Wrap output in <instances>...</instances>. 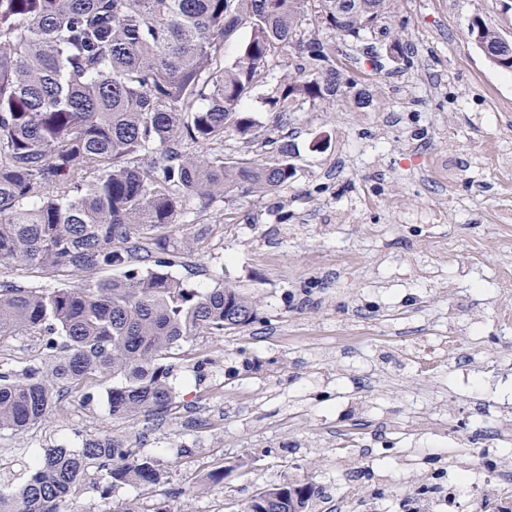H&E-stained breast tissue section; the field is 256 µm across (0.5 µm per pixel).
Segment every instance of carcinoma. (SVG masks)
<instances>
[{"label":"carcinoma","mask_w":512,"mask_h":512,"mask_svg":"<svg viewBox=\"0 0 512 512\" xmlns=\"http://www.w3.org/2000/svg\"><path fill=\"white\" fill-rule=\"evenodd\" d=\"M393 0H0V340L44 339L42 357L0 368V433L46 422L69 393L107 385L112 415L175 419L170 351L257 319L248 293L172 275L199 239L161 230L183 203L273 195L296 168L284 142L262 161L206 147L254 134L248 100L274 68L280 112L336 93V47ZM235 56L227 43L241 30ZM108 495L161 483L154 456L107 436L46 445L0 512H60L89 478ZM316 489L284 482L243 512H308Z\"/></svg>","instance_id":"carcinoma-1"}]
</instances>
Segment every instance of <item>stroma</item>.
<instances>
[{"instance_id":"stroma-1","label":"stroma","mask_w":512,"mask_h":512,"mask_svg":"<svg viewBox=\"0 0 512 512\" xmlns=\"http://www.w3.org/2000/svg\"><path fill=\"white\" fill-rule=\"evenodd\" d=\"M482 17L512 40L506 0H395L376 57L335 44V94L279 116L272 71L248 101L262 139L224 138L225 158L260 159L291 144L294 178L278 195L183 205L167 238H200L190 284L255 296L257 320L173 349L179 418L112 417L104 388L67 395L59 415L0 434V481L20 483L39 448L107 434L152 454L154 489L103 495L87 482L61 512H240L260 488L306 482L311 512H408L432 472L472 466L457 421L478 390L512 398L500 352L496 273L512 250L492 228L512 205V175L487 150L512 153V73L467 35ZM398 39L410 61L387 51ZM456 328L475 342L471 371L427 360ZM222 480H211L213 471Z\"/></svg>"}]
</instances>
